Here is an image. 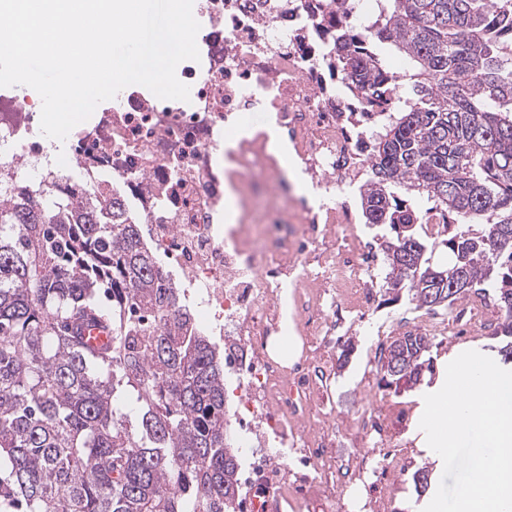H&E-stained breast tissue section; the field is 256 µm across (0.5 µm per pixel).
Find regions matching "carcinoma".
<instances>
[{"instance_id":"carcinoma-1","label":"carcinoma","mask_w":512,"mask_h":512,"mask_svg":"<svg viewBox=\"0 0 512 512\" xmlns=\"http://www.w3.org/2000/svg\"><path fill=\"white\" fill-rule=\"evenodd\" d=\"M327 66L372 111L364 223L380 227L386 292L446 310L488 289L512 363V0H376L330 33ZM395 48L394 71L374 51ZM0 195V512H240L225 351L124 197L51 185ZM446 225L430 242L413 203ZM442 249L447 263L432 262ZM459 272L457 294L436 274ZM105 325L97 352L84 331ZM432 339L395 337L386 387L435 379Z\"/></svg>"}]
</instances>
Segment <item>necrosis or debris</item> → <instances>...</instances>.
<instances>
[{"mask_svg": "<svg viewBox=\"0 0 512 512\" xmlns=\"http://www.w3.org/2000/svg\"><path fill=\"white\" fill-rule=\"evenodd\" d=\"M204 62L178 66L189 101L140 92L103 110L49 158L41 109L0 89V176L52 181L78 198L105 182L123 188L153 247L175 261L200 318L229 346L232 433L251 459L244 512H392L405 461L389 423L404 403L336 409L337 332L381 305L378 265L343 199L365 166L324 60L333 24L319 0H203ZM269 113L271 126L249 124ZM309 176L317 203L296 195L290 167ZM237 213L226 222L224 203ZM342 228L347 244H321ZM300 355L279 351L287 330Z\"/></svg>", "mask_w": 512, "mask_h": 512, "instance_id": "obj_1", "label": "necrosis or debris"}]
</instances>
